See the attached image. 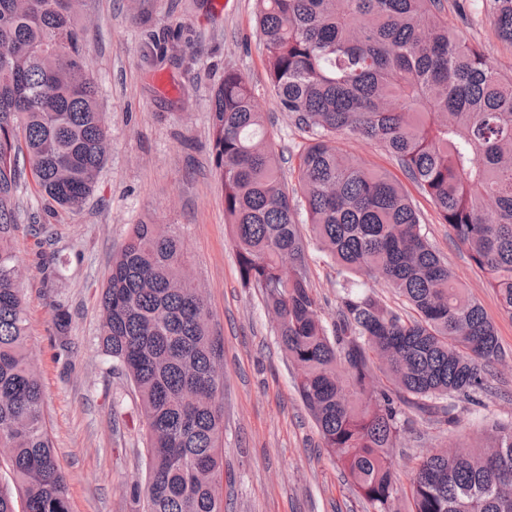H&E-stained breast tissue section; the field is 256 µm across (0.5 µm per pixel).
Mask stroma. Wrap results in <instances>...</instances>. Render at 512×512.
Instances as JSON below:
<instances>
[{
  "label": "stroma",
  "instance_id": "1",
  "mask_svg": "<svg viewBox=\"0 0 512 512\" xmlns=\"http://www.w3.org/2000/svg\"><path fill=\"white\" fill-rule=\"evenodd\" d=\"M222 2L218 9L213 0H79L85 58L110 131L106 160L79 211L46 200L29 177L17 192L21 224L12 248L24 271L28 346L37 361L43 414L71 512H142L130 485L145 478L146 422L133 385L98 346L102 287L113 254L135 224L174 227L191 271L206 289L211 329L222 342L224 512H372L322 448L273 318L240 278L212 155V99L225 71H238L252 86L292 188L306 137L269 92L255 0ZM448 25L502 74H512V46L498 38L492 18L481 9L472 8L465 23L449 13ZM344 147L361 165L400 181L424 218L430 244L482 305L505 352L492 368V392L484 406L460 404L455 426L411 415L393 451L405 498L422 456L475 443L497 421L512 419V317L501 312L465 246L384 148L356 137L345 139ZM33 219L51 227L40 248L27 232ZM43 252L55 256L61 270L48 286L40 268ZM306 264L320 315L334 324L338 268L313 242ZM58 303L70 321L62 341L53 327Z\"/></svg>",
  "mask_w": 512,
  "mask_h": 512
}]
</instances>
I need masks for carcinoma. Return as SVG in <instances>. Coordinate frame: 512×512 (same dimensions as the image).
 <instances>
[{"label": "carcinoma", "mask_w": 512, "mask_h": 512, "mask_svg": "<svg viewBox=\"0 0 512 512\" xmlns=\"http://www.w3.org/2000/svg\"><path fill=\"white\" fill-rule=\"evenodd\" d=\"M257 3L275 103L309 140L298 176L308 227L295 220L252 88L225 72L213 97L212 153L240 277L278 320L322 447L373 512H391L405 409L456 423V403L484 405L505 352L402 187L350 159L340 138L375 141L394 157L512 317V76L448 29L446 0ZM73 6L0 0V460L23 512L70 507L27 345L11 246L15 191L29 174L57 206L78 210L109 138ZM480 7L512 44V0ZM310 239L343 275L330 329L307 276ZM186 267L169 226L135 224L102 295V349L132 382L146 419V479L130 488L144 512H224L222 379L213 375L221 345ZM357 275L383 278L413 314L359 287ZM410 491L411 512H512V420L496 423L486 445L423 457Z\"/></svg>", "instance_id": "1"}]
</instances>
